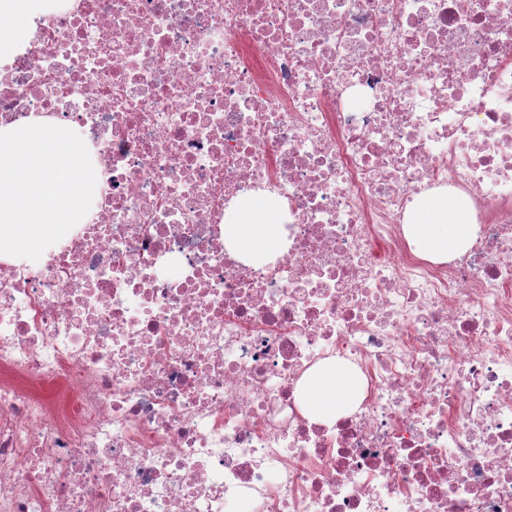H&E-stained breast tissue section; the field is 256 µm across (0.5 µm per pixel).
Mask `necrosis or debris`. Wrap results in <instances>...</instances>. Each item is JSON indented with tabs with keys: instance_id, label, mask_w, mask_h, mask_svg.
I'll return each mask as SVG.
<instances>
[{
	"instance_id": "4bbe7bcc",
	"label": "necrosis or debris",
	"mask_w": 512,
	"mask_h": 512,
	"mask_svg": "<svg viewBox=\"0 0 512 512\" xmlns=\"http://www.w3.org/2000/svg\"><path fill=\"white\" fill-rule=\"evenodd\" d=\"M39 117L99 180L0 255V512H512V0H41L0 128ZM436 192L477 226L445 261ZM326 361L362 394L321 420ZM409 226L408 235L416 249L439 261L463 250L476 230L468 207L448 195L425 199ZM233 224H225L224 236L240 252L255 262H264L281 240L277 206L267 198H252Z\"/></svg>"
}]
</instances>
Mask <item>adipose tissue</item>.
Masks as SVG:
<instances>
[{"label":"adipose tissue","mask_w":512,"mask_h":512,"mask_svg":"<svg viewBox=\"0 0 512 512\" xmlns=\"http://www.w3.org/2000/svg\"><path fill=\"white\" fill-rule=\"evenodd\" d=\"M33 0H0V54L17 49L28 34ZM475 224L468 207L445 195L425 199L414 214L408 235L424 256L444 261L463 250L474 236ZM224 236L253 261L263 262L277 249L281 226L276 204L266 198L250 199ZM359 395L351 373L339 366H328L312 373L305 383V409L308 414L329 419L348 410Z\"/></svg>","instance_id":"1"}]
</instances>
